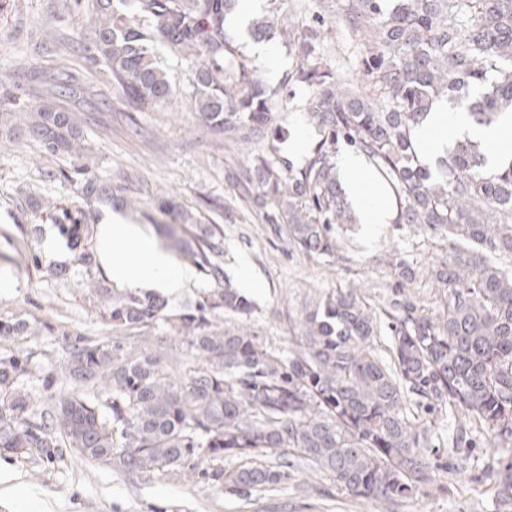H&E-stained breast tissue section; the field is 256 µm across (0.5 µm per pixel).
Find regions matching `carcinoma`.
<instances>
[{"mask_svg":"<svg viewBox=\"0 0 512 512\" xmlns=\"http://www.w3.org/2000/svg\"><path fill=\"white\" fill-rule=\"evenodd\" d=\"M239 0H92L84 59L112 78L116 98L153 112L180 90L156 46L188 63L196 125L215 147L245 161L229 180L305 255L336 256L335 226L354 217L336 172L339 141L361 153L387 187L395 223L445 237L448 258L430 277L448 289L437 310L405 297L416 272L390 262L394 289L388 356L374 346L381 322L356 288L312 301L296 348L273 345L251 326L252 303L224 275V228L203 224L175 196L153 208L168 216L169 247L196 265L211 288L175 311L153 293L84 285L111 336H84L41 318L0 316V342L42 333L62 337L61 373L70 393L37 407L29 358L0 351V452L48 462L70 451L128 475L204 478L248 498L291 478L297 457L329 473L347 493L394 503L435 482L429 428L414 408L449 409L460 430L512 446V165L486 169L485 149L456 140L439 172L419 159L414 129L445 98L488 126L512 110V0H343L334 24L361 41L363 83L320 50L321 26L254 18L257 41L280 34L295 66L276 87L225 27ZM304 90L317 141L295 162L279 156L290 130L274 109ZM15 116L45 151L86 163L81 194L112 199L92 170L81 119L52 103ZM79 211L55 217L85 267L89 225ZM224 314V327L212 317ZM163 328L165 335L154 331ZM238 460L226 471L220 461ZM214 466L201 469L199 461Z\"/></svg>","mask_w":512,"mask_h":512,"instance_id":"cac0c4a2","label":"carcinoma"}]
</instances>
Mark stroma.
<instances>
[{"label":"stroma","instance_id":"35a3bbf8","mask_svg":"<svg viewBox=\"0 0 512 512\" xmlns=\"http://www.w3.org/2000/svg\"><path fill=\"white\" fill-rule=\"evenodd\" d=\"M91 0H0V72L12 71L13 83L0 85V113L13 111L12 97L37 106L53 99L62 109L78 113L85 143L96 161L98 177L124 185L128 196L150 210L158 196L169 193L205 224L224 228V271L239 279L248 266L261 288L251 294V321L269 340L290 346L298 320L314 296L338 288L361 287L366 301L384 314L397 284L389 258L398 257L419 270L409 293L429 308H437L443 288L425 277L424 268L448 253L446 240L411 224H385L377 235L362 225L337 227L342 244L336 256H306L276 234L271 225L243 206L225 178L236 158L234 150L215 147L195 125L191 101L157 112H130L112 93V80L83 58L55 46L52 33L80 38ZM243 52L254 58L271 85H278L294 60L280 38L266 40L265 54L254 40L237 35ZM72 76L83 88L78 98L50 97L58 77ZM302 97L277 107L275 121L288 126L294 137L281 148L292 160L305 156L316 136L307 126ZM77 159L47 153L25 134H8L0 126V316L21 315L62 323L88 336L105 335L84 282L105 279L102 264L84 267L65 238L55 235L57 261L43 248L44 229L55 226V209L85 208L87 223L99 224L110 207L86 206L77 183L68 181ZM52 201V208L32 212L29 195ZM212 207H204V200ZM39 234H32V226ZM67 267V277L56 274ZM34 378L29 383L35 401L48 393L66 394L57 384L44 390L42 378L58 371L64 346L55 336H29L19 341ZM428 457L440 468L438 485L421 489L413 498L396 502L391 512H512L502 505L498 489L485 481L486 470L505 471L512 453L493 445L483 434L470 435L459 448L448 445L454 421L447 410L428 415ZM0 512H379L376 502L356 499L326 474L297 464L288 484L257 492L250 500L220 491L204 480L188 483L175 476L153 473L129 477L88 465L72 454L53 463L35 456L0 455Z\"/></svg>","mask_w":512,"mask_h":512}]
</instances>
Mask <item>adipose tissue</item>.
I'll return each mask as SVG.
<instances>
[{"mask_svg": "<svg viewBox=\"0 0 512 512\" xmlns=\"http://www.w3.org/2000/svg\"><path fill=\"white\" fill-rule=\"evenodd\" d=\"M512 114L503 115L498 123L474 127L465 111L449 108L447 100L437 102L426 120L414 131L421 155L430 161L444 156L449 144L457 138L470 136L488 146L490 166L499 169L512 163ZM337 168L344 189L353 203L358 223L367 231L390 223L392 212L384 192L370 174L364 157L347 150L337 159ZM101 263L109 278L129 290H156L175 295L195 277L192 268L174 264L169 254L154 238L137 225L123 223L120 217L106 218L95 227Z\"/></svg>", "mask_w": 512, "mask_h": 512, "instance_id": "adipose-tissue-1", "label": "adipose tissue"}]
</instances>
